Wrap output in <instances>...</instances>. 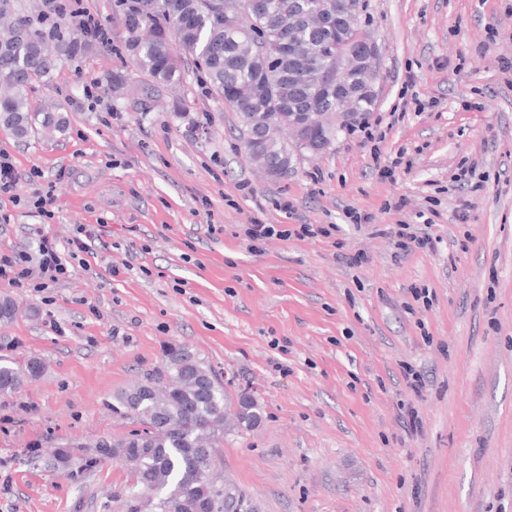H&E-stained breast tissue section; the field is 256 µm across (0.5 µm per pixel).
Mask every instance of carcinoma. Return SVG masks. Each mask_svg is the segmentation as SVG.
Returning <instances> with one entry per match:
<instances>
[{"instance_id":"1","label":"carcinoma","mask_w":512,"mask_h":512,"mask_svg":"<svg viewBox=\"0 0 512 512\" xmlns=\"http://www.w3.org/2000/svg\"><path fill=\"white\" fill-rule=\"evenodd\" d=\"M18 0H0V86L13 95L0 96V126L25 139L41 126L45 133L61 131L66 118L51 112L39 114L28 106L27 94L38 80L50 75L54 53L69 57L83 49L68 27L34 25L31 16L15 7ZM225 0H116L115 8L128 37L125 49L134 63L155 84L173 85L183 79L181 63L170 53L169 35L178 37L196 71L212 92L230 109L240 111L229 91L249 87L258 91L251 112H333V100L315 79L297 82L294 69L334 68L331 46L336 39H352L356 30L314 29L305 21L319 0H263L258 16L242 15L234 27L224 24ZM294 18L293 41L308 51L306 62L296 61L280 41L279 31ZM351 111L365 115L375 109V97L355 96ZM42 362H0V396H10L39 378ZM229 396L223 380L200 356L184 345L166 348L162 365L144 380L112 395V412L131 420L136 428L112 441L96 442L105 453L74 456L70 445L53 455L62 470L92 471L108 460L127 459L133 484L127 492L128 512H141L144 495L153 494L154 512H196L205 504L209 512H258L245 492L230 479L214 474L217 443L224 434L258 426L261 407L248 394L237 399L228 417Z\"/></svg>"}]
</instances>
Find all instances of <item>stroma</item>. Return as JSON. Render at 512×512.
Segmentation results:
<instances>
[{
  "mask_svg": "<svg viewBox=\"0 0 512 512\" xmlns=\"http://www.w3.org/2000/svg\"><path fill=\"white\" fill-rule=\"evenodd\" d=\"M113 2L82 0L111 45L60 57L29 95L66 129L19 140L0 127L19 175L17 202L0 203V249L33 257L43 237L63 245L96 227L94 257L66 280L0 283L19 307L0 338L46 365L0 398V512H127L122 463L72 474L50 456L128 433L106 403L173 343L197 351L231 398L262 405V422L227 433L214 457L259 512H512V79L499 64L512 0H364L360 27L381 47L375 110L280 180L251 163L238 114L191 61L174 88L130 69ZM122 67L127 89L108 92L103 74ZM364 121L379 122V144L357 134ZM402 147L412 168L377 180L373 153L386 162ZM472 160L478 191L452 179ZM243 181L267 223L336 232L251 247ZM47 187L48 217L33 205ZM284 196L294 211L276 208ZM352 208L372 224L352 223ZM395 224L430 225L436 249L396 248L381 232ZM356 253L358 267L346 261ZM407 364L429 378L421 395Z\"/></svg>",
  "mask_w": 512,
  "mask_h": 512,
  "instance_id": "stroma-1",
  "label": "stroma"
}]
</instances>
